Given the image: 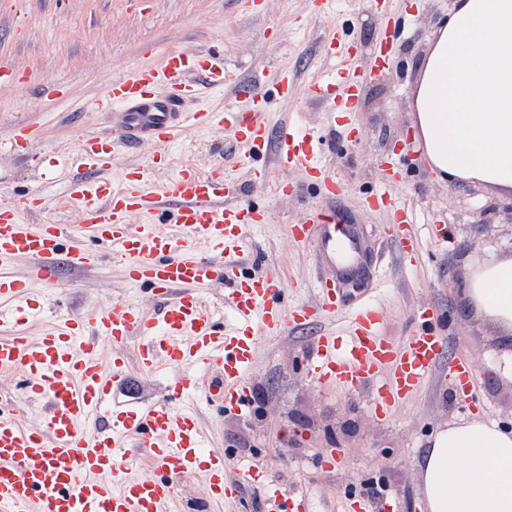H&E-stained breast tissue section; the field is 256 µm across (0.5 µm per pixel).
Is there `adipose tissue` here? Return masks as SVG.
Listing matches in <instances>:
<instances>
[{"instance_id":"ef3b65f1","label":"adipose tissue","mask_w":512,"mask_h":512,"mask_svg":"<svg viewBox=\"0 0 512 512\" xmlns=\"http://www.w3.org/2000/svg\"><path fill=\"white\" fill-rule=\"evenodd\" d=\"M416 138L437 180L512 195V0H455L423 55ZM476 315L512 335V255L468 280ZM427 512H512V430L480 415L439 430L418 464Z\"/></svg>"}]
</instances>
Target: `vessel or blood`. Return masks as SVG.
Wrapping results in <instances>:
<instances>
[{
    "mask_svg": "<svg viewBox=\"0 0 512 512\" xmlns=\"http://www.w3.org/2000/svg\"><path fill=\"white\" fill-rule=\"evenodd\" d=\"M390 43V34H382L375 61L352 69L337 59L335 39L324 40L323 54L332 64L311 79L310 100L352 111L363 86L386 65ZM227 80L223 56L179 50L113 79L98 102L99 111L116 120L113 135L82 133L78 156L60 158L52 174L63 183L79 224L41 219L42 198L22 195L0 207V372L19 373L29 399L44 406L30 425L0 393V512H173L191 478L203 480L211 503L236 502L259 485L267 512H314L309 496L263 483L261 465L228 468L226 455L209 448L191 401L201 394L221 414H246L260 337L279 338L335 319L339 284L359 266L358 226L341 223L324 205L290 225L295 243L314 246L327 273L317 283L316 302L288 307L281 273L247 270L246 233L263 217L229 203L236 180L223 164L205 172L184 168L159 184L141 167L117 188L106 176L120 151L170 145L187 126L221 128L247 146L242 163L252 175H267V167L255 164L265 152L277 167L307 171L323 196L335 195L336 180L318 161V137L296 124L270 134L262 117L267 102L256 83L236 85L237 94L251 99V112L188 110L189 100ZM40 136L38 127L16 126L14 152L31 158ZM136 215L151 221L133 225ZM398 219L395 240L410 262L418 241L408 229L409 211L399 210ZM107 256L121 264L129 282L150 288L155 312L127 298L27 334L32 283L58 287L61 267L86 272ZM21 260L32 261L29 276L13 274ZM218 285L224 288L220 312L204 299ZM419 320V329L396 343L381 336L379 312L362 306L351 315L348 335L320 330L308 373L319 384L373 385V412L382 415L414 394L444 354L446 338L430 312L421 311ZM132 341L137 348L130 355L125 347ZM165 366L179 370L165 394L133 400V386ZM448 376L463 398H471L475 379L468 360L449 362Z\"/></svg>",
    "mask_w": 512,
    "mask_h": 512,
    "instance_id": "b4317fda",
    "label": "vessel or blood"
}]
</instances>
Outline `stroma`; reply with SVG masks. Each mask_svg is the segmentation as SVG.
<instances>
[{
	"mask_svg": "<svg viewBox=\"0 0 512 512\" xmlns=\"http://www.w3.org/2000/svg\"><path fill=\"white\" fill-rule=\"evenodd\" d=\"M454 0H12L0 10V59L29 73L27 81L0 84V206L18 194H43V216L64 224L77 221L67 206L62 185L45 182L43 169L23 161L12 149L16 125L38 126L42 138L35 154L77 152L78 134L111 130L100 112L84 111L112 79L145 64L159 62L170 50L196 54L223 46L230 83L203 91L195 106L210 112L240 107L239 80L267 82L266 122L271 128L303 120L321 138L320 161L339 183L335 207L358 225L366 245L378 258L343 287L345 306L331 326L346 334L348 310L372 299L382 316L381 333L400 342L418 327V313L435 312L448 338V358L463 357L473 366L478 412L499 425L512 423V339L495 333L478 319L466 297V278L483 260L512 254V201L495 197L482 186L445 184L435 179L414 148L411 89L418 66L438 21ZM393 33V63L367 84L355 111L339 126L325 122L321 107L310 104L307 81L329 63L320 45L329 31L352 42L359 63L370 62L384 30ZM298 75L292 96H278L270 82L279 69ZM63 87L65 97L48 98L42 82ZM145 147L113 159L108 173L121 182L134 166L155 169L167 178L182 168L207 171L224 162L237 169L236 203L253 205L265 220L248 248L261 268L280 271L288 291L286 303L314 301V286L324 272L312 252L292 242L289 226L319 202L316 185L293 169H274L266 182L252 179L236 161L243 148L222 130L188 129L156 160ZM288 194L277 195L276 183ZM386 191L414 210L411 231L419 252L406 262L387 234L390 208H372L367 199ZM127 284L122 266L103 261L78 278L73 291L34 286L36 303L56 301L64 316H84L120 299ZM313 329L289 330L280 338L262 339L251 373L255 389L265 395L260 412L225 416L216 425L214 407H197L199 425L214 430L225 449H253V462L265 464L270 478L291 490L308 489L322 502V512H337L341 498L362 494L369 485L387 486L402 512H425L417 464L432 436L469 417V409L443 371L432 373L419 392L398 405L385 420L369 408L372 388L350 391L314 383L307 372ZM376 498L383 512L387 498Z\"/></svg>",
	"mask_w": 512,
	"mask_h": 512,
	"instance_id": "obj_1",
	"label": "stroma"
}]
</instances>
